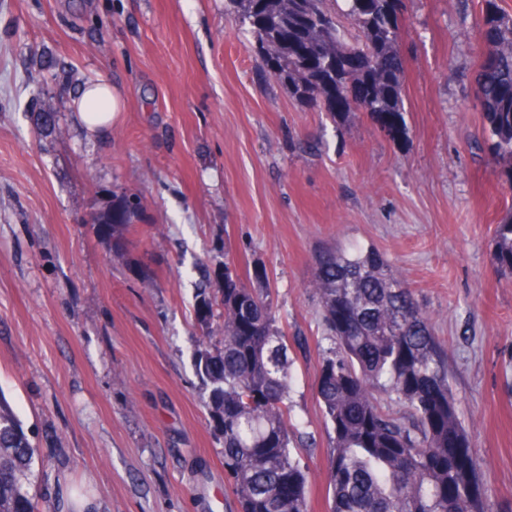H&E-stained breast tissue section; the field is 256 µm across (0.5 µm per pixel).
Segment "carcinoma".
I'll return each mask as SVG.
<instances>
[{"instance_id":"1","label":"carcinoma","mask_w":512,"mask_h":512,"mask_svg":"<svg viewBox=\"0 0 512 512\" xmlns=\"http://www.w3.org/2000/svg\"><path fill=\"white\" fill-rule=\"evenodd\" d=\"M227 0L263 66L302 106L331 118L349 100L382 128L401 130L404 64L401 0ZM481 65L476 100L487 153L512 183V16L485 0L476 31ZM132 195L112 209L122 249ZM495 267L512 275V212L495 227ZM327 346H319L314 389L327 432L328 512H489L478 462L448 381V347L435 335L412 288L372 247L313 254ZM200 336L191 361L201 381L226 487L237 512H309L308 471L299 450L311 437L292 421L288 336L270 298L267 269L241 276L224 258L220 281L198 290ZM37 448L0 400V512H34Z\"/></svg>"}]
</instances>
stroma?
I'll return each mask as SVG.
<instances>
[{
  "instance_id": "stroma-1",
  "label": "stroma",
  "mask_w": 512,
  "mask_h": 512,
  "mask_svg": "<svg viewBox=\"0 0 512 512\" xmlns=\"http://www.w3.org/2000/svg\"><path fill=\"white\" fill-rule=\"evenodd\" d=\"M483 6L403 0L392 136L298 105L225 0H0V395L37 447V512H233L190 361L195 294L227 257L265 265L283 328L307 342L293 415L318 442L310 512H327L309 283L313 252L339 244L379 249L411 284L448 346L482 496L512 512V279L492 245L512 183L471 147ZM101 74L123 104L94 138L71 95ZM132 193L117 255L97 225Z\"/></svg>"
}]
</instances>
